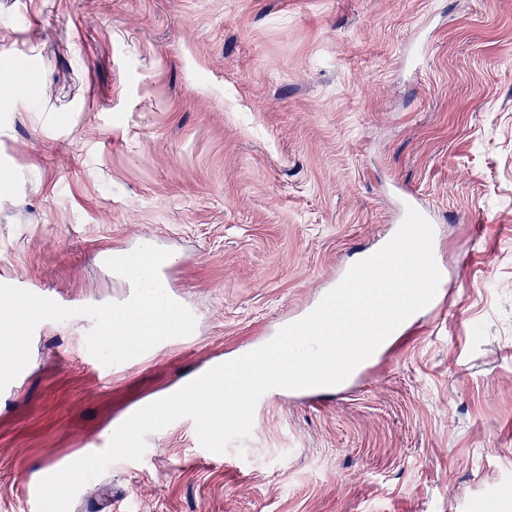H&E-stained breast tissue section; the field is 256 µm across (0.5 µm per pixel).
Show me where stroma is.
Masks as SVG:
<instances>
[{
	"label": "stroma",
	"instance_id": "35a3bbf8",
	"mask_svg": "<svg viewBox=\"0 0 512 512\" xmlns=\"http://www.w3.org/2000/svg\"><path fill=\"white\" fill-rule=\"evenodd\" d=\"M0 280L123 301L100 261L170 252L187 345L101 378L47 320L0 392V512L142 404L269 342L405 212L441 307L346 394L255 408L203 451L178 419L71 512H487L512 484V0H0Z\"/></svg>",
	"mask_w": 512,
	"mask_h": 512
}]
</instances>
